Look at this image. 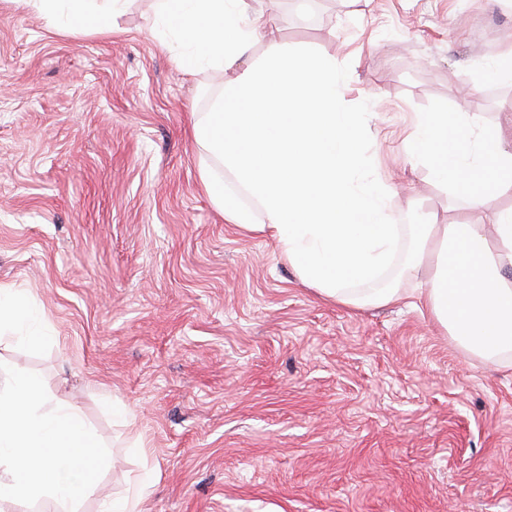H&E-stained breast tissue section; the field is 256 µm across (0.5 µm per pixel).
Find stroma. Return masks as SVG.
<instances>
[{
    "label": "stroma",
    "instance_id": "obj_1",
    "mask_svg": "<svg viewBox=\"0 0 512 512\" xmlns=\"http://www.w3.org/2000/svg\"><path fill=\"white\" fill-rule=\"evenodd\" d=\"M261 4L280 42L342 62L395 223L459 219L407 137L461 90L489 122L512 100L477 78L512 7ZM152 20L130 0L113 36L61 32L0 0V285L45 318L0 363L78 404L109 450L79 512L148 476L139 512H512V368L412 305L322 300L274 239L225 223L189 122L236 73L185 74Z\"/></svg>",
    "mask_w": 512,
    "mask_h": 512
}]
</instances>
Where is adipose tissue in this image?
I'll return each mask as SVG.
<instances>
[{"instance_id": "obj_1", "label": "adipose tissue", "mask_w": 512, "mask_h": 512, "mask_svg": "<svg viewBox=\"0 0 512 512\" xmlns=\"http://www.w3.org/2000/svg\"><path fill=\"white\" fill-rule=\"evenodd\" d=\"M24 2L57 30L106 35L127 0ZM276 31L246 0H155L150 33L162 47L178 44L188 73L238 72L191 128L204 151L200 185L225 223L274 239L300 282L325 300L385 306L416 282L419 302L457 345L488 360L512 354V205L485 210L487 194L512 198V103L490 124L461 109L416 117L409 160L455 191L465 216L407 230L393 220L389 185L366 175L368 124L344 104L335 58L289 49ZM263 38L266 52L251 58ZM392 268L399 287H377ZM39 322L34 306L0 286V339L25 327L37 342Z\"/></svg>"}]
</instances>
